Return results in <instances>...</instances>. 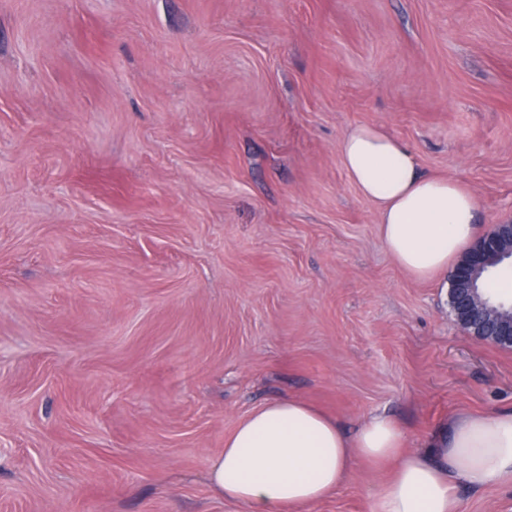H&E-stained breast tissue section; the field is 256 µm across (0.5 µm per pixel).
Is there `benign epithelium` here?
I'll return each instance as SVG.
<instances>
[{
  "mask_svg": "<svg viewBox=\"0 0 512 512\" xmlns=\"http://www.w3.org/2000/svg\"><path fill=\"white\" fill-rule=\"evenodd\" d=\"M512 261V222L495 226L478 238L456 265L452 275L454 319L475 339L504 349L512 348V305L495 304L481 290L482 275Z\"/></svg>",
  "mask_w": 512,
  "mask_h": 512,
  "instance_id": "benign-epithelium-1",
  "label": "benign epithelium"
}]
</instances>
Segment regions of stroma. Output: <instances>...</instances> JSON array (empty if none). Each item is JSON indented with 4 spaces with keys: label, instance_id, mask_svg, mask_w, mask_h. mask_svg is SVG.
Here are the masks:
<instances>
[{
    "label": "stroma",
    "instance_id": "stroma-1",
    "mask_svg": "<svg viewBox=\"0 0 512 512\" xmlns=\"http://www.w3.org/2000/svg\"><path fill=\"white\" fill-rule=\"evenodd\" d=\"M360 124L466 184L477 235L512 219V0H0V512H248L211 461L282 397L410 449L512 407V350L342 170Z\"/></svg>",
    "mask_w": 512,
    "mask_h": 512
}]
</instances>
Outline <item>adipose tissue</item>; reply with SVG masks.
Listing matches in <instances>:
<instances>
[{
    "label": "adipose tissue",
    "mask_w": 512,
    "mask_h": 512,
    "mask_svg": "<svg viewBox=\"0 0 512 512\" xmlns=\"http://www.w3.org/2000/svg\"><path fill=\"white\" fill-rule=\"evenodd\" d=\"M337 152L349 180L375 204L387 251L412 277L433 278L471 242L474 195L455 180L422 174L406 143L359 125ZM403 444V430L387 416L371 417L347 436L307 403L276 399L225 438L211 465V486L250 512H304L334 493L357 462L392 467L368 512H460V485L512 486V408L460 414L418 451H404Z\"/></svg>",
    "instance_id": "obj_1"
}]
</instances>
